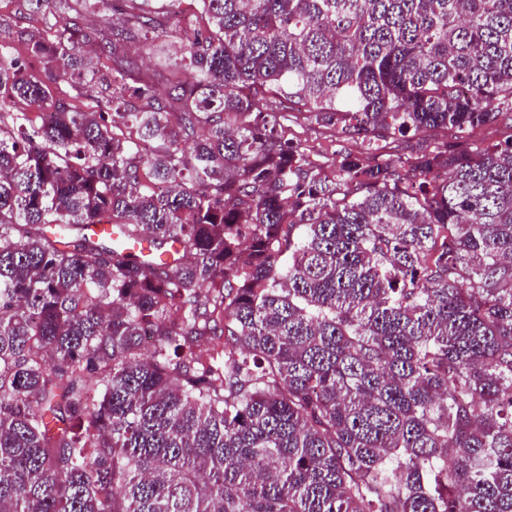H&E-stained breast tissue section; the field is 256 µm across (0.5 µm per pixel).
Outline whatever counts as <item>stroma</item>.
<instances>
[{"instance_id": "obj_1", "label": "stroma", "mask_w": 512, "mask_h": 512, "mask_svg": "<svg viewBox=\"0 0 512 512\" xmlns=\"http://www.w3.org/2000/svg\"><path fill=\"white\" fill-rule=\"evenodd\" d=\"M42 25L41 15L26 11L23 0H0V42L14 48L16 55L25 61L28 77L41 83L46 82L47 77L39 63L28 59L25 41L29 33ZM499 109L502 118L481 127L464 130L438 127L405 137H365L348 133L341 126L318 123L313 113L298 105L280 110L279 123L284 137L304 151L316 169L330 172L345 154L383 162L410 160L437 148L465 153L484 150L512 138V121L505 117L506 112L512 110V103L501 102Z\"/></svg>"}]
</instances>
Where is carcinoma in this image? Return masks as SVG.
Segmentation results:
<instances>
[{"mask_svg": "<svg viewBox=\"0 0 512 512\" xmlns=\"http://www.w3.org/2000/svg\"><path fill=\"white\" fill-rule=\"evenodd\" d=\"M134 2L94 57L28 35L58 98L0 45V107L43 108L0 111V512H512V142L329 176L268 107L484 126L512 0H193L166 92L117 60L181 0Z\"/></svg>", "mask_w": 512, "mask_h": 512, "instance_id": "carcinoma-1", "label": "carcinoma"}]
</instances>
